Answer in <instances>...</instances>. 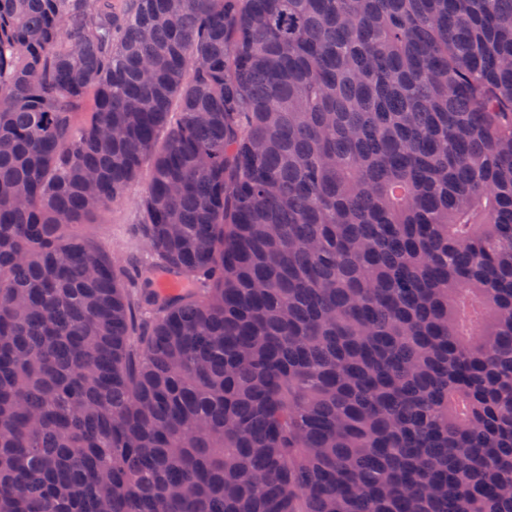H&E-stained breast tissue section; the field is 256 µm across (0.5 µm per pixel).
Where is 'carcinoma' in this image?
Masks as SVG:
<instances>
[{"instance_id": "carcinoma-1", "label": "carcinoma", "mask_w": 512, "mask_h": 512, "mask_svg": "<svg viewBox=\"0 0 512 512\" xmlns=\"http://www.w3.org/2000/svg\"><path fill=\"white\" fill-rule=\"evenodd\" d=\"M0 512H512V0H0ZM146 182L144 171L127 187L121 202L95 215L82 228L85 234L129 267L145 263L148 257L146 246L136 231V224L141 223L139 201Z\"/></svg>"}]
</instances>
